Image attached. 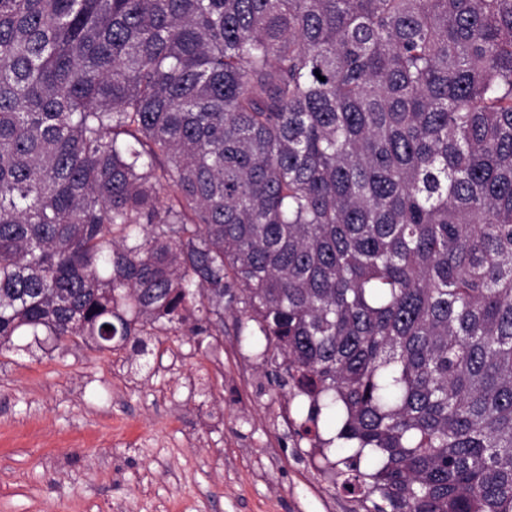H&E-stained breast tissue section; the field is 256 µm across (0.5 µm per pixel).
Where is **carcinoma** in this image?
Instances as JSON below:
<instances>
[{
	"label": "carcinoma",
	"instance_id": "cac0c4a2",
	"mask_svg": "<svg viewBox=\"0 0 512 512\" xmlns=\"http://www.w3.org/2000/svg\"><path fill=\"white\" fill-rule=\"evenodd\" d=\"M226 309L354 512H512V0H0V348Z\"/></svg>",
	"mask_w": 512,
	"mask_h": 512
}]
</instances>
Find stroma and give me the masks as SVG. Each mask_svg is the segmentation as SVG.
<instances>
[{
  "instance_id": "35a3bbf8",
  "label": "stroma",
  "mask_w": 512,
  "mask_h": 512,
  "mask_svg": "<svg viewBox=\"0 0 512 512\" xmlns=\"http://www.w3.org/2000/svg\"><path fill=\"white\" fill-rule=\"evenodd\" d=\"M151 348L0 349V512H352L255 324Z\"/></svg>"
}]
</instances>
